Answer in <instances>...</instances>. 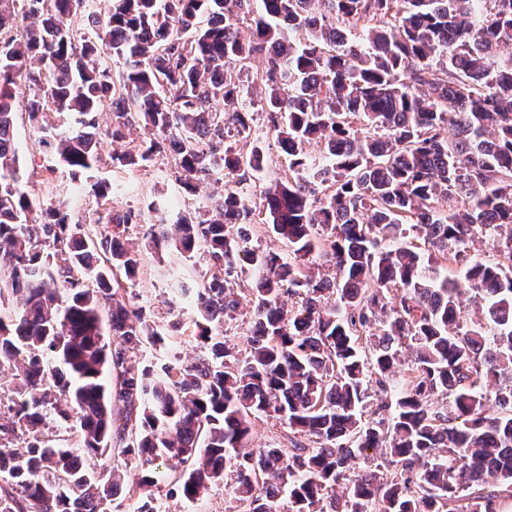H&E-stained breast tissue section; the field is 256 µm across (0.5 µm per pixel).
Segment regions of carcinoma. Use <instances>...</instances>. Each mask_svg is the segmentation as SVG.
<instances>
[{
	"label": "carcinoma",
	"mask_w": 512,
	"mask_h": 512,
	"mask_svg": "<svg viewBox=\"0 0 512 512\" xmlns=\"http://www.w3.org/2000/svg\"><path fill=\"white\" fill-rule=\"evenodd\" d=\"M16 2L0 0V271L17 301L0 315V369L17 379L0 394V512L120 509L126 474L95 463L117 445L137 512H155L159 459L179 469L182 500L222 482L237 512H278L283 497L288 512H501L512 493V0ZM21 12L33 22L14 35ZM79 27L91 36L78 47ZM258 52L263 137L288 156V178L259 200L285 256L226 232L252 223L240 195L267 165L242 77ZM21 72L40 145L73 174L98 166L107 107L114 167L163 153L185 190L224 184L206 210L149 232L155 253L202 251L217 269L195 292L191 364L137 362L164 341L122 287L143 260L124 237L141 213L112 215V232L93 239L19 187ZM53 110L76 128L52 131ZM478 240L493 259L474 253ZM464 286L480 313L469 324L457 317ZM246 314L242 348L229 332ZM264 417L289 447L252 448Z\"/></svg>",
	"instance_id": "1"
}]
</instances>
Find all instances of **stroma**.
I'll list each match as a JSON object with an SVG mask.
<instances>
[{
  "instance_id": "obj_1",
  "label": "stroma",
  "mask_w": 512,
  "mask_h": 512,
  "mask_svg": "<svg viewBox=\"0 0 512 512\" xmlns=\"http://www.w3.org/2000/svg\"><path fill=\"white\" fill-rule=\"evenodd\" d=\"M21 98L16 103L17 120L15 137L25 169L30 178L24 185L25 191L39 196L47 203L62 202L72 218L91 215L97 211H124L138 209L143 213L144 221L129 227L126 236L129 241L145 244L149 225L157 222L158 213L150 211L154 201H166L169 204L165 215L168 223H176L183 214L194 211L204 205L213 188L201 185L196 195H182L167 158L159 156L145 166L118 169L113 167L108 155L112 150L109 138H101V153L105 160L92 171L90 177H73L66 169L56 168L53 175H45L48 166H55L54 159L38 143V135L25 113V99L28 89H21ZM106 182L113 191L101 198L94 194L93 183ZM209 270L204 255H196L194 260H185L177 252H169L164 257L144 254L142 268L135 282L138 302L149 320L157 328L169 331L165 344L146 347L141 354L145 365L161 364L174 360L181 364L192 362L199 349L193 336L186 332V325L195 316L188 303H174L173 298L181 288H197ZM181 323L182 329L170 332L172 323ZM157 483L153 493L165 512H233L234 503L225 492L223 485L211 487L202 500L194 506H187L180 499L170 498L169 489L175 484L177 475L170 467L161 465L156 470Z\"/></svg>"
}]
</instances>
